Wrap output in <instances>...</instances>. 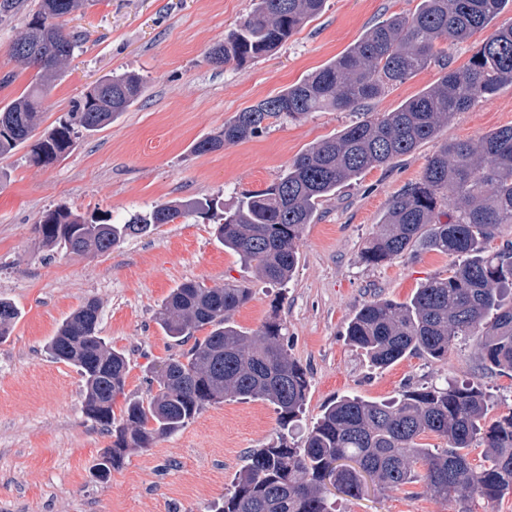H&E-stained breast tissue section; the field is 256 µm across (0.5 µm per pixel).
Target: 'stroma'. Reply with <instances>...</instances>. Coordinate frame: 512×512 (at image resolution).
I'll return each mask as SVG.
<instances>
[{
	"instance_id": "stroma-1",
	"label": "stroma",
	"mask_w": 512,
	"mask_h": 512,
	"mask_svg": "<svg viewBox=\"0 0 512 512\" xmlns=\"http://www.w3.org/2000/svg\"><path fill=\"white\" fill-rule=\"evenodd\" d=\"M419 5L326 0L288 41L240 68L212 65L206 56L246 19L253 0H85L68 16L66 31L84 41L44 101L39 133L57 126L104 77L136 73L146 87L111 125L81 137L52 164L34 163L27 143L0 158V297L21 313L10 335L0 338V512H208L231 488L248 452L276 436L273 405L228 397L152 448L131 452L109 482L95 481L89 468L111 438L82 411L77 369L45 350L62 321L90 300L100 305L101 336L129 363L115 401L119 410L147 400L153 368L183 352L155 315L174 288L196 281L251 288V300L231 316L245 330L271 319L282 323L288 352L309 380L289 442L302 443L337 398L390 401L404 390L448 380L480 381L490 396L489 419L512 412V372L484 370L476 337L456 340L444 361L409 355L377 369L346 336L366 303H403L427 281L447 277L454 257L419 246L376 266L358 255L378 233L389 201L419 179L441 142L476 141L512 125V85L457 113L437 139L367 170L322 201L302 229L294 273L282 286L260 279L225 248L210 219L164 224L99 256L46 247L35 229L43 212L60 206L87 219L121 222L176 199L210 198L228 209L242 193L265 189L312 145L394 111L445 68L465 67L484 34L453 45L446 63L389 86L362 110L272 119L259 135L213 152L196 153L194 144L221 132L244 108L321 69L377 23L413 14ZM28 19L23 9L0 18V78H9L0 81V107L35 73L10 55ZM330 498L336 512H512V494L492 505L478 498L443 501L420 484L382 489L369 479L358 496L334 491Z\"/></svg>"
}]
</instances>
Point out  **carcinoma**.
<instances>
[{"instance_id":"1","label":"carcinoma","mask_w":512,"mask_h":512,"mask_svg":"<svg viewBox=\"0 0 512 512\" xmlns=\"http://www.w3.org/2000/svg\"><path fill=\"white\" fill-rule=\"evenodd\" d=\"M80 0H37L26 30L11 54L38 67L26 91L0 108V156L34 136L50 82L60 65L81 47L80 36L63 21ZM325 0H255L247 18L217 44L208 61L243 66L287 41ZM508 0H421L410 16H394L371 28L357 43L315 74L264 99L224 123V131L194 146L197 153L253 137L265 122L312 112L358 110L385 87L402 83L445 57L453 45L484 30ZM512 85V23L496 28L469 65L450 69L436 83L392 112L348 126L302 152L267 188L242 196L220 216L217 232L265 280H290L297 243L320 202L363 172L413 153L438 137L456 113ZM143 77L122 74L90 87L68 118L40 137L32 160L51 164L82 135L112 124L141 96ZM448 210L440 209L441 202ZM208 200H174L124 224L85 221L62 208L43 212L36 230L48 247L75 254L103 255L128 236L197 214L209 218ZM502 224H512V126L472 142L446 141L428 160L419 181L389 202L380 234L359 258L379 264L418 244L458 258L446 278H434L405 303L373 300L347 328L348 341L376 367L410 354L443 361L461 336H475L484 369L512 371V245L487 253ZM251 289L207 288L186 282L156 312L166 336L193 345L159 364L157 390L145 402L113 405L123 393L128 363L124 353L99 336V304L91 300L58 328L46 350L74 366L84 383L83 411L112 436L93 465L106 482L123 467L131 449H148L159 438L183 429L210 404L226 396L260 399L274 406L282 429L276 441L253 450L232 488L211 512H334L325 496L328 477L350 496L359 494L363 475L378 484L423 482L431 496L478 497L494 504L512 493V413L489 423V395L479 381L448 380L442 387L415 389L391 402L344 397L325 408L301 446L288 444L285 430L302 412L309 382L285 348L283 325L269 320L244 331L230 322L251 299ZM19 313L0 298V338L10 335ZM208 330L198 338L195 333ZM433 433L443 448L418 442ZM483 446L478 465L469 448ZM422 468L419 473L416 468Z\"/></svg>"}]
</instances>
